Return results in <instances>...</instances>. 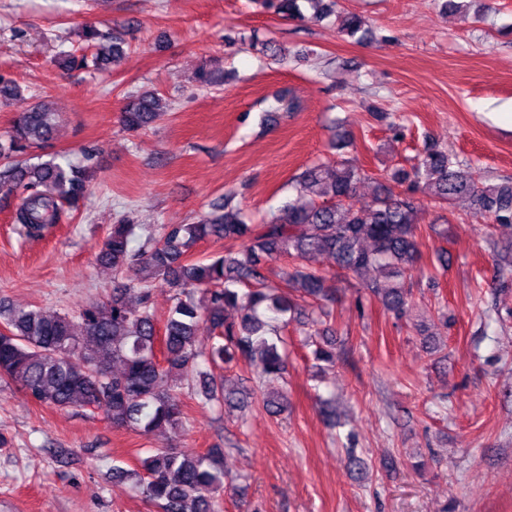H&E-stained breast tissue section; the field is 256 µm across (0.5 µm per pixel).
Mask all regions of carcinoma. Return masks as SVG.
Returning a JSON list of instances; mask_svg holds the SVG:
<instances>
[{
	"mask_svg": "<svg viewBox=\"0 0 512 512\" xmlns=\"http://www.w3.org/2000/svg\"><path fill=\"white\" fill-rule=\"evenodd\" d=\"M284 20H320L338 15L347 36L364 39L366 20L339 10V0H254ZM91 55L60 54L55 62L103 68L125 53V42L112 38L108 55L98 49L104 35L94 28L80 34ZM21 92L11 79L0 78V103ZM167 104L156 93L132 95L121 112L124 130L137 132L163 119ZM55 111L37 101L14 121L0 142V192L19 193L13 220L26 237L42 236L71 218L89 188L90 157L65 164L52 157L36 163L26 158L54 136ZM378 185L368 204L354 203L364 179ZM303 204L288 202L259 224L248 220L233 199L192 224H162L148 232L143 251L134 253L135 226L112 225L98 259L112 267V298L89 304L74 314L47 316L40 309H0V379L20 385L40 404L60 410L79 408L103 416L115 428L161 435L184 425L180 401L187 388L212 406L233 402L224 378L215 374L239 360L246 361L262 382L285 377L288 350L279 321L295 310L297 301L321 304L319 316H329L322 304L334 300L324 288V276L294 267L284 272L297 295L267 279L270 262L281 256L311 261L330 255L336 268L378 277L365 282L396 318L413 307L407 278L418 270L417 242L421 189L438 203L458 198L469 203V215L512 224V181L483 185L469 166L437 143L426 140L410 169L395 168L367 174L343 161L309 167L294 180ZM205 239L224 241V254L204 262L189 256ZM161 284L174 291L173 306L158 324L149 306L150 291ZM134 292L139 307L125 302ZM209 325L219 342L196 344L200 322ZM284 393L267 395L263 409L273 415L286 410ZM113 477L133 480L136 490L162 512H219L214 494L224 489V449L210 448L193 457L158 448L140 461V469L112 468Z\"/></svg>",
	"mask_w": 512,
	"mask_h": 512,
	"instance_id": "cac0c4a2",
	"label": "carcinoma"
}]
</instances>
